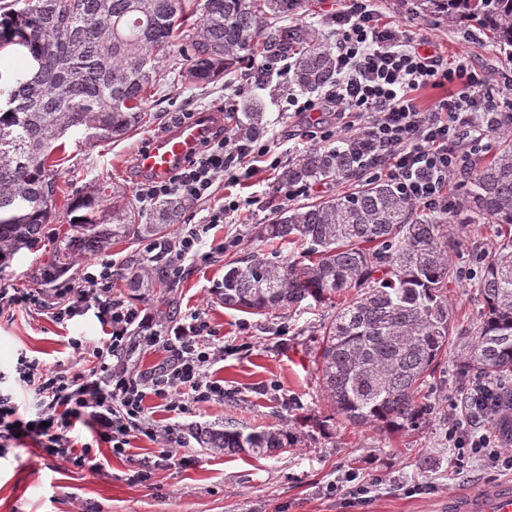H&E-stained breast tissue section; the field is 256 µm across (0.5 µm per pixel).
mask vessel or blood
I'll return each instance as SVG.
<instances>
[{
  "mask_svg": "<svg viewBox=\"0 0 512 512\" xmlns=\"http://www.w3.org/2000/svg\"><path fill=\"white\" fill-rule=\"evenodd\" d=\"M213 124V112H198L173 132L152 139L138 154V167L153 178H168L194 157ZM448 512H512V487L492 484L465 497L449 498Z\"/></svg>",
  "mask_w": 512,
  "mask_h": 512,
  "instance_id": "b4317fda",
  "label": "vessel or blood"
}]
</instances>
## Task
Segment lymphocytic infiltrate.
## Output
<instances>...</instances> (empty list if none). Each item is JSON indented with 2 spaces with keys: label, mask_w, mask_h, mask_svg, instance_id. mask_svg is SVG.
I'll return each instance as SVG.
<instances>
[{
  "label": "lymphocytic infiltrate",
  "mask_w": 512,
  "mask_h": 512,
  "mask_svg": "<svg viewBox=\"0 0 512 512\" xmlns=\"http://www.w3.org/2000/svg\"><path fill=\"white\" fill-rule=\"evenodd\" d=\"M327 26L336 38V77L316 96L288 93L295 114L308 116L310 141L333 144L347 132L360 141L363 175L395 184L400 197L431 213L449 214L445 186L464 172L465 157L455 148L461 124L491 127L497 112L486 98V72L466 62L443 65L430 51L416 48L410 31L379 24L375 0H344ZM428 85H450L451 97L421 109L413 94ZM331 110L335 125L319 112ZM281 163L274 146L246 132L216 131L185 166L163 180L145 179L135 199L150 210L164 199L195 202L213 199L199 224L182 225L174 239L151 240L149 257L167 258L172 275L185 260H201L204 236L240 210V202L214 198L216 181H252L262 168ZM49 296L0 289V317L25 305L49 314L58 324L93 312L106 334L94 341L71 339L70 347L87 369L59 364L46 367L38 358L19 353L13 372H0V458L28 445L77 468L93 466L96 449L113 455L130 453L132 439L161 441L162 461L174 460L181 439L174 428H159L148 416V396L165 411L189 413L223 399L224 386L208 375L224 358L223 342L214 341L199 314L173 325L153 322L140 308L112 296V263H84L78 280L52 279ZM161 349L165 362L150 374L133 373L138 351ZM448 445L457 464L480 462L512 472V448L483 423L473 406L448 428Z\"/></svg>",
  "instance_id": "f902f5d3"
}]
</instances>
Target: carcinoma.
Masks as SVG:
<instances>
[{
	"instance_id": "cac0c4a2",
	"label": "carcinoma",
	"mask_w": 512,
	"mask_h": 512,
	"mask_svg": "<svg viewBox=\"0 0 512 512\" xmlns=\"http://www.w3.org/2000/svg\"><path fill=\"white\" fill-rule=\"evenodd\" d=\"M303 0H30L0 16V46L24 47L33 68L9 88L0 109V267L22 249L36 251L55 214L56 160L72 132L94 144L120 140L146 125L145 104L172 51L182 76L208 84L243 61L291 59L292 82L315 91L335 76L327 38L304 24L276 20ZM450 23L473 24L512 58V0H414ZM248 126L262 129L261 101L243 103ZM361 147L351 138L310 148L282 167L284 186L360 177ZM125 190L103 182L77 197L80 212L51 262L55 275L76 257L127 238L154 239L182 223L187 205L172 199L147 216L122 201ZM109 213V223L99 214ZM459 224H495L500 242L483 259L477 294L484 319L468 346L463 373L492 388L480 401L512 398V136L473 168ZM257 237L298 243L293 259L253 252L224 265L213 289L225 307L253 314L292 310L308 300L354 297L336 308L315 356L322 389L344 421L376 430L417 426L430 407L419 389L448 346L450 313L443 288L450 259L446 225L417 215L388 180L298 208H279ZM128 287L156 293L164 304L175 288L161 260L129 274ZM224 453L271 455L293 443L288 431L245 433L224 426L200 433Z\"/></svg>"
}]
</instances>
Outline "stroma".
<instances>
[{
    "mask_svg": "<svg viewBox=\"0 0 512 512\" xmlns=\"http://www.w3.org/2000/svg\"><path fill=\"white\" fill-rule=\"evenodd\" d=\"M376 6L384 21L409 29L414 40L429 42L431 51L441 57L463 60L487 72L491 82L484 88L486 95L499 102L512 99V58L476 27L419 12L412 0H377ZM178 71L174 58L162 62L156 93L148 102L150 123L117 141L90 145L67 139L58 167L56 218L44 225L38 251H20L10 267L0 271V288L43 287V271L68 227L72 199L103 181L134 192L141 179L137 154L147 141L174 130L177 113L217 110L221 124L237 130L244 126L243 101L258 96L266 104L262 139L294 156L309 148L302 118L284 110L286 89L254 84L247 76L248 66L207 85L189 82ZM352 188L348 181L316 184L292 199L274 170L260 173L253 186L216 183V197L229 193L242 203L237 216L207 234L208 240L227 242L228 247L213 252L207 262L185 263L176 280L174 304L165 316L150 296L126 286L129 272L148 263L142 241L121 242L90 254L93 262L112 260L113 298L141 307L165 324L181 322L193 312L204 318L226 347L223 362L210 370L213 378L223 380L224 397L172 418L156 411L154 398L146 399L158 425L173 426L182 437L179 459L168 465H158L160 445L144 437L133 442L137 456L133 464L100 449L99 471L63 465L51 456L35 455L29 447L13 449L0 459V512H439L450 496L512 479L510 473L488 471L475 463L455 468L445 438L468 381L459 365L483 311L476 282L466 274L480 271L482 256L495 250L496 225L448 227L451 340L420 394L431 412L411 431L384 432L335 417L320 390L313 362L335 304L253 315L224 308L213 298L211 290L223 279L225 262L246 251L271 252V243L257 238L256 228L276 208ZM102 334L101 324L90 312L62 326L47 316L17 311L0 318V371H12L23 351L51 368L71 362L70 338L93 340ZM228 422L246 432L284 426L293 433L295 444L287 451L255 458L215 452L192 436L194 430ZM142 466L151 469L145 482L134 478ZM352 475L370 483L368 503H352L344 495L330 493V486L346 485ZM412 485L420 486L419 494H406V487Z\"/></svg>",
    "mask_w": 512,
    "mask_h": 512,
    "instance_id": "stroma-1",
    "label": "stroma"
}]
</instances>
